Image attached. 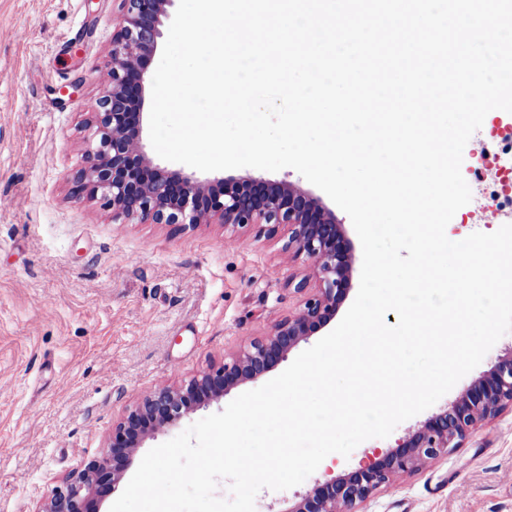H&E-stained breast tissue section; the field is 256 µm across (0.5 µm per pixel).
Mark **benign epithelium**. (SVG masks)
<instances>
[{"label":"benign epithelium","instance_id":"1","mask_svg":"<svg viewBox=\"0 0 512 512\" xmlns=\"http://www.w3.org/2000/svg\"><path fill=\"white\" fill-rule=\"evenodd\" d=\"M174 0H123L98 109L86 127L81 167L71 179L75 198L100 199L114 221L193 228L199 224L259 225L273 235L288 230L286 248L312 267L320 288L304 295L298 312L275 324L224 363L177 386L144 396L112 427L100 456L71 473L37 512H97V498L122 478L142 442L177 417L217 401L232 389L273 371L301 342L336 315L352 283L355 252L345 227L310 193L261 177L200 180L154 165L142 144L148 65ZM512 408V356L499 359L447 409L410 428L382 457L317 484L290 512H361L396 476L417 471L458 448L478 427Z\"/></svg>","mask_w":512,"mask_h":512}]
</instances>
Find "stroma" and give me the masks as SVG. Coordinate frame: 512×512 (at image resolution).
<instances>
[{"label": "stroma", "mask_w": 512, "mask_h": 512, "mask_svg": "<svg viewBox=\"0 0 512 512\" xmlns=\"http://www.w3.org/2000/svg\"><path fill=\"white\" fill-rule=\"evenodd\" d=\"M122 13V0H0V512H36L100 455L141 397L266 337L297 311L295 284L317 286L286 230L116 224L102 201L71 196ZM471 193L452 236L512 224L492 215L479 187ZM510 354L512 332L431 413ZM413 425L362 442L291 489L261 490L255 512H287ZM363 512H512V411L399 476Z\"/></svg>", "instance_id": "stroma-1"}]
</instances>
